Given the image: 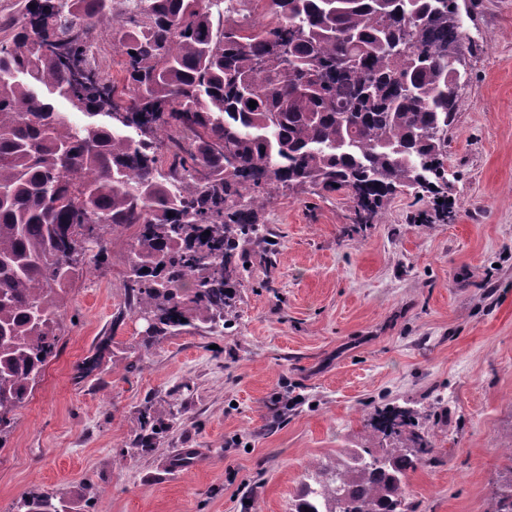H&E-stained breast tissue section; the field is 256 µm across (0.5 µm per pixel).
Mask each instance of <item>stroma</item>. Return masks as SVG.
Here are the masks:
<instances>
[{
	"label": "stroma",
	"mask_w": 512,
	"mask_h": 512,
	"mask_svg": "<svg viewBox=\"0 0 512 512\" xmlns=\"http://www.w3.org/2000/svg\"><path fill=\"white\" fill-rule=\"evenodd\" d=\"M461 13L447 208L400 190L362 225L347 193L281 188L230 334L187 327L148 350L124 288L131 233L115 232L111 269L61 294L59 353L0 449V512L83 481L98 512H293L315 467L395 448L367 423L389 403L435 425L436 463L407 479L417 512H492L512 477V0ZM146 409L170 418L149 452Z\"/></svg>",
	"instance_id": "35a3bbf8"
}]
</instances>
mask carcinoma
<instances>
[{
  "mask_svg": "<svg viewBox=\"0 0 512 512\" xmlns=\"http://www.w3.org/2000/svg\"><path fill=\"white\" fill-rule=\"evenodd\" d=\"M221 2L140 0L118 16L112 0L0 9V449L58 354L60 292L112 265L109 232L133 230L124 288L151 319L148 347L198 322L233 327L248 248L272 252L256 213L279 186L346 190L371 224L397 188L419 198L446 183L458 0H268L267 25L229 22ZM108 22L121 86L88 60ZM368 425L406 446L320 470L294 512H416L406 479L431 463L434 430L388 405ZM168 428L136 418L141 443ZM98 497L87 482L68 500L29 491L18 512ZM492 512H512V479Z\"/></svg>",
  "mask_w": 512,
  "mask_h": 512,
  "instance_id": "1",
  "label": "carcinoma"
}]
</instances>
